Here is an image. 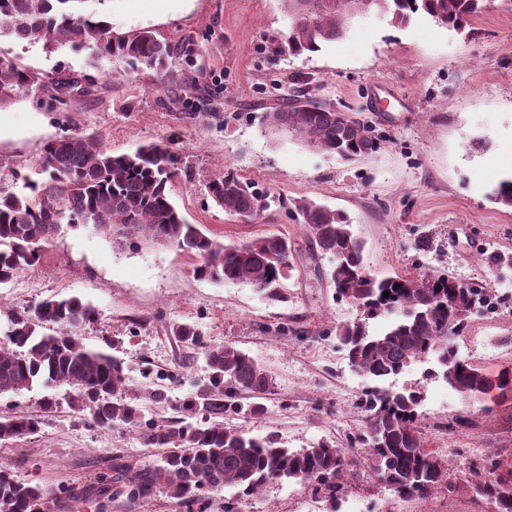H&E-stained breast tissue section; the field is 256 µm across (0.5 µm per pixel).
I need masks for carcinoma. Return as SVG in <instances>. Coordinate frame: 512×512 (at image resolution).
Wrapping results in <instances>:
<instances>
[{
  "label": "carcinoma",
  "instance_id": "cac0c4a2",
  "mask_svg": "<svg viewBox=\"0 0 512 512\" xmlns=\"http://www.w3.org/2000/svg\"><path fill=\"white\" fill-rule=\"evenodd\" d=\"M89 0H0V38L43 42L48 48L86 51L92 60L112 63V76L149 69L165 78L176 55L172 45L152 32L116 34ZM486 0H375L373 9L405 25L423 15L450 30L469 26ZM291 25L287 37L292 55L315 53L343 38L359 16L360 0H282ZM44 87V77L0 57V104ZM263 124L273 135L289 134L322 152L353 161L377 151L378 143L353 118L313 100L291 101L267 112ZM176 159L169 145L151 143L132 153L114 154L96 136L74 133L44 147L41 182L27 181L18 191L0 194V288L35 267L59 226L100 224L114 239L162 240L194 257L203 280L247 284L271 303H285L282 280L294 269L295 247L288 237L271 233L226 245L189 223L170 197ZM208 195L228 215L251 220L261 210L253 187L226 172L208 185ZM492 200L512 208V177L503 179ZM318 257L328 262L326 279L339 297L361 308L363 318L337 329L351 366L375 382L404 372L417 362H434L442 378L471 399L482 397L502 406L512 401V366L484 372L459 357L448 333L461 335L480 290L456 278L418 281L402 275L379 277L364 262L363 245L354 237L347 216L313 200L295 205ZM389 296H383L384 292ZM393 317L380 334L368 320ZM97 319L93 305L78 296L49 298L9 313L11 328L0 341V395L17 394L36 383L70 388L68 405L87 413L97 426L138 429L146 445L164 450L160 463L139 465L112 456L108 471L83 486L50 490L23 481L0 466V512H47L75 500L98 501L100 507L124 498L148 503L164 490L183 512H204L207 494L233 491L224 512H239L243 501L286 480L315 484L336 496V478L349 465L342 448L319 441L290 450L274 434L250 435L224 426L226 414L259 416V399L275 391V377L245 351L212 344L194 323H175L170 333L198 350L209 369L208 380L171 405L173 415L146 418L140 395L128 384L124 362L85 348L78 330ZM252 398L242 404L236 395ZM423 386L402 390L375 385L366 393L367 422L362 443L367 468L403 498L427 500L437 492L453 494L451 463L424 447L418 409ZM38 419L18 415L0 419V439L32 434ZM463 485L492 505L493 512H512V460L469 464Z\"/></svg>",
  "mask_w": 512,
  "mask_h": 512
}]
</instances>
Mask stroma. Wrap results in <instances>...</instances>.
I'll use <instances>...</instances> for the list:
<instances>
[{
  "instance_id": "1",
  "label": "stroma",
  "mask_w": 512,
  "mask_h": 512,
  "mask_svg": "<svg viewBox=\"0 0 512 512\" xmlns=\"http://www.w3.org/2000/svg\"><path fill=\"white\" fill-rule=\"evenodd\" d=\"M118 33L150 30L178 49L164 84L144 70L112 79V65L89 66L85 54L43 43L0 40V56L51 78L71 72L79 89L64 104L19 95L0 107V192L39 177L44 145L69 133L100 136L113 153L170 142L178 155L170 192L193 224L224 243L267 232L293 242L288 300L272 304L243 283L196 277L195 258L154 242L132 248L83 226L60 225L39 264L0 290V338L7 312L51 296H78L98 313L80 341L102 349L119 340L129 384L143 391L167 377L169 403H152L151 417L170 415L204 361L181 363L188 348L169 335L175 323L197 324L207 340L242 349L275 377L278 388L259 418L225 416L251 435L275 434L285 447L318 441L357 454L366 426L361 401L370 380L350 366L336 339L359 309L335 297L313 260L307 228L293 217L309 198L344 212L364 244L368 270L424 280L448 274L498 299L504 271L492 252L512 255V208L491 200L512 175V0H489L464 33L425 17L409 24L383 15L354 20L346 36L319 52L291 56L282 0H104ZM335 106L363 123L380 142L368 156L345 162L312 145L265 131L264 112L293 96ZM233 171L251 182L264 203L243 222L212 205L209 182ZM433 245L421 252L420 235ZM455 344L462 359L487 371L512 365V303L471 314ZM419 423L428 448L467 470L472 451L512 459V412L485 416L441 381L424 382ZM66 387L35 384L0 396V416L41 417L36 433L0 441V463L21 480L52 488L92 480L112 455L157 462L132 429L95 427L65 401ZM58 404L43 412L46 396ZM469 428L447 438L458 416ZM242 512H490L464 490L425 501L404 500L357 467L339 481L336 499L290 481L245 501Z\"/></svg>"
}]
</instances>
